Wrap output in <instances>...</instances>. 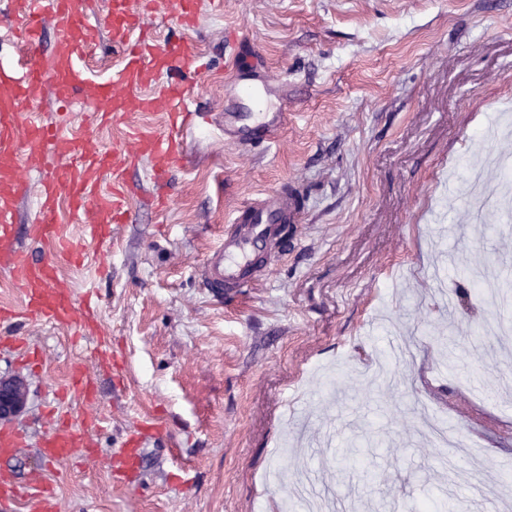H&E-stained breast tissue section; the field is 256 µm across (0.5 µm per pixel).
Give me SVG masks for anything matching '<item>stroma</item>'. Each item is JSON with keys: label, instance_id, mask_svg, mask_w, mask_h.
<instances>
[{"label": "stroma", "instance_id": "1", "mask_svg": "<svg viewBox=\"0 0 512 512\" xmlns=\"http://www.w3.org/2000/svg\"><path fill=\"white\" fill-rule=\"evenodd\" d=\"M144 25L156 45L195 46L202 70L188 81L219 122L256 109L230 83L254 63L225 52L237 31L265 61L267 111L287 118L250 148L195 130L160 213L141 160L125 176L131 220L107 240H82L59 204L60 235L82 243L59 273L75 301L91 295L94 333L0 323L21 346L0 351V376L29 390L14 421L29 446L0 470L21 483L41 473L58 512H279L308 472L337 512H419L438 498L512 512V486L480 496L471 462L443 465L425 426L436 413L485 448L486 483L512 475V350L473 337L505 311L442 298L484 261L512 271V230L492 212L473 222L463 180L488 155L512 157V136L481 135L512 105V0H224L189 30L167 11ZM37 117L106 145L165 124L131 112L102 127L94 100L63 116L50 96ZM284 186L304 202L287 249L234 301L201 288L233 211ZM76 365L87 390L70 386ZM62 420L92 445L56 462L39 441ZM144 423L162 435L114 480L112 454Z\"/></svg>", "mask_w": 512, "mask_h": 512}]
</instances>
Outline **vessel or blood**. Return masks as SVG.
I'll return each mask as SVG.
<instances>
[{
  "mask_svg": "<svg viewBox=\"0 0 512 512\" xmlns=\"http://www.w3.org/2000/svg\"><path fill=\"white\" fill-rule=\"evenodd\" d=\"M218 7L222 0H171L177 24L191 26L201 4ZM20 22L15 41L21 55L12 65L0 66V243L14 237L16 200L30 190L21 175L16 158L40 159L52 151L59 164L37 193L38 218L31 226L35 238L57 240L56 200L66 195L72 219L82 224L87 238L101 241L108 237L109 224H124L129 207L124 189L127 170L140 159L151 163V176L158 187L157 208H164L168 197L163 190L166 178L183 155L181 133L194 116L209 120V113H197L194 91L183 81L185 74L197 71V53L188 41L164 46L146 44L139 34L145 12L157 10L158 0H112L107 16L80 10L77 0H13ZM56 30L55 63L45 69L35 58L45 24ZM112 33V47L123 56L122 65L111 78L94 86L101 110L112 120L129 112H164L166 129L156 132L143 127L129 132L124 142L112 150L92 146L89 138L68 134L58 125H47L29 115L28 110L53 90L62 108H69L75 96L89 87L80 61L84 49L101 26ZM281 112L244 122L238 112L224 115V137L246 145L256 139L271 140L284 123ZM111 170L112 181L102 186L92 172ZM302 211L295 189L271 191L253 203L235 210L224 229V240L210 251L198 276L204 288L219 296L236 295L240 289L261 279L275 258L283 227L298 222ZM71 245L61 244L53 258L36 262L20 249L0 250V268L5 269L25 298L21 309L0 307V321L34 317L56 326L72 327L76 304L71 289L59 274L60 262L71 260ZM84 434L58 426L45 440L52 459L70 457L74 448L86 445ZM143 439L130 437L113 462L117 478H124L138 464ZM27 444L26 433L17 427H0V455L8 456ZM36 512H56L52 490L33 482L28 490Z\"/></svg>",
  "mask_w": 512,
  "mask_h": 512,
  "instance_id": "b4317fda",
  "label": "vessel or blood"
}]
</instances>
